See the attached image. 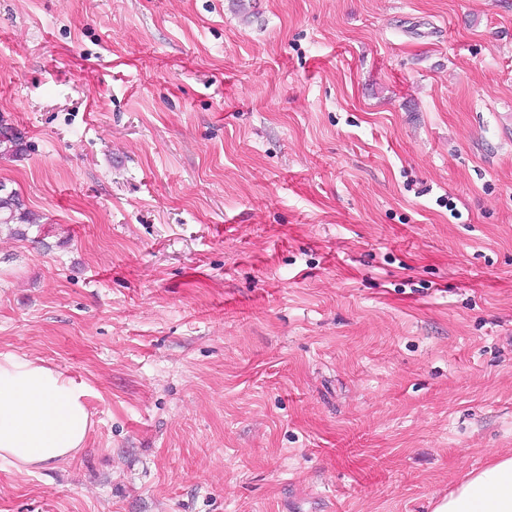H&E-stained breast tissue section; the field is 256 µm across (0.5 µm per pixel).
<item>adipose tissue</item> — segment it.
<instances>
[{
    "label": "adipose tissue",
    "instance_id": "1",
    "mask_svg": "<svg viewBox=\"0 0 512 512\" xmlns=\"http://www.w3.org/2000/svg\"><path fill=\"white\" fill-rule=\"evenodd\" d=\"M86 395L41 361L0 352V460L31 472L73 457L92 425ZM435 512H512V457L470 473Z\"/></svg>",
    "mask_w": 512,
    "mask_h": 512
}]
</instances>
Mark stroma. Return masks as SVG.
<instances>
[{"label":"stroma","mask_w":512,"mask_h":512,"mask_svg":"<svg viewBox=\"0 0 512 512\" xmlns=\"http://www.w3.org/2000/svg\"><path fill=\"white\" fill-rule=\"evenodd\" d=\"M0 352L83 382L0 512H434L512 455V0H0ZM10 195L1 194L0 188V225L31 224L28 212L23 208L16 190L11 189Z\"/></svg>","instance_id":"stroma-1"}]
</instances>
